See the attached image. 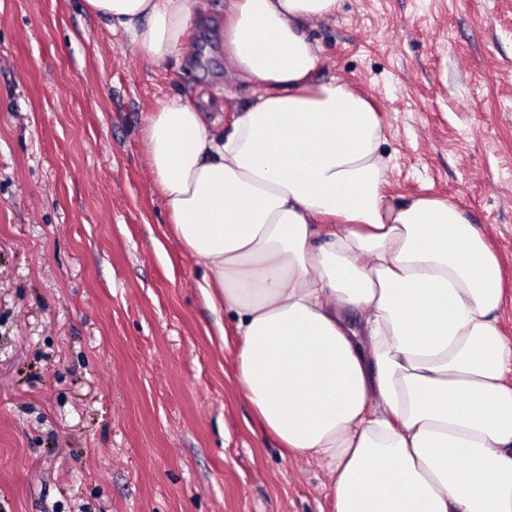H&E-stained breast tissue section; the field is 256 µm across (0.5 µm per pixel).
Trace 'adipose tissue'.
Wrapping results in <instances>:
<instances>
[{
  "label": "adipose tissue",
  "mask_w": 512,
  "mask_h": 512,
  "mask_svg": "<svg viewBox=\"0 0 512 512\" xmlns=\"http://www.w3.org/2000/svg\"><path fill=\"white\" fill-rule=\"evenodd\" d=\"M338 4L231 0L224 54L253 96L227 129L160 102L142 130L153 184L197 288L233 316L241 389L283 448L325 461L334 512H512L499 260L448 200L387 202L376 110L314 78L306 29ZM82 7L154 62L187 52L204 10Z\"/></svg>",
  "instance_id": "obj_1"
}]
</instances>
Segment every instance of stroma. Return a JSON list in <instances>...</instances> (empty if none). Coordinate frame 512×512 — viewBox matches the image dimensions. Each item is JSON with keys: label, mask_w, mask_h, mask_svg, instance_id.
I'll return each mask as SVG.
<instances>
[{"label": "stroma", "mask_w": 512, "mask_h": 512, "mask_svg": "<svg viewBox=\"0 0 512 512\" xmlns=\"http://www.w3.org/2000/svg\"><path fill=\"white\" fill-rule=\"evenodd\" d=\"M205 2L157 63L81 0H0V512H333L239 387L148 170L162 98L251 95ZM308 33L379 111L388 201L446 198L497 255L512 340V0H341Z\"/></svg>", "instance_id": "1"}]
</instances>
